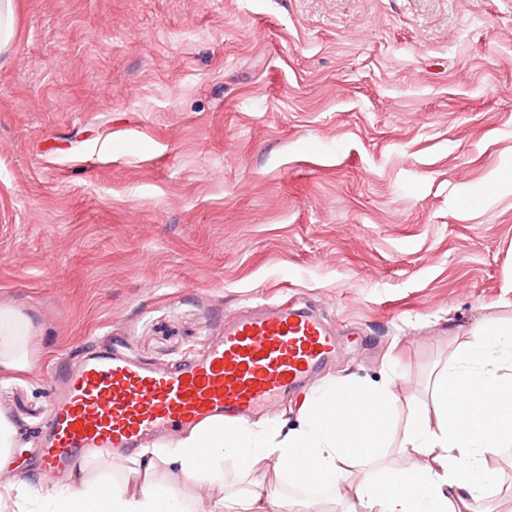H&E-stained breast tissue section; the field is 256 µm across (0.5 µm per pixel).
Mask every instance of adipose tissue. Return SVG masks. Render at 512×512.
Wrapping results in <instances>:
<instances>
[{"label": "adipose tissue", "instance_id": "obj_1", "mask_svg": "<svg viewBox=\"0 0 512 512\" xmlns=\"http://www.w3.org/2000/svg\"><path fill=\"white\" fill-rule=\"evenodd\" d=\"M29 355L27 323L0 310V374L26 373ZM460 384L457 413L448 393ZM351 400L359 409L348 414L341 404ZM393 438L420 461L399 488L394 472L372 471ZM511 447L512 323L488 320L449 354L427 404L401 403L386 380H328L305 396L296 427L210 417L163 447L141 448L123 482L88 479L81 461L66 484H0V512H256L259 496L244 479L262 461L286 466L290 512H477L495 482L488 459ZM228 458L243 479L230 488Z\"/></svg>", "mask_w": 512, "mask_h": 512}]
</instances>
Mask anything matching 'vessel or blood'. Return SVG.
Listing matches in <instances>:
<instances>
[{"label": "vessel or blood", "mask_w": 512, "mask_h": 512, "mask_svg": "<svg viewBox=\"0 0 512 512\" xmlns=\"http://www.w3.org/2000/svg\"><path fill=\"white\" fill-rule=\"evenodd\" d=\"M336 353V334L299 306L225 319L219 336L162 369L96 349L55 371L58 388L41 431V461L57 479L92 452L134 453L205 418L249 419L274 407Z\"/></svg>", "instance_id": "b4317fda"}]
</instances>
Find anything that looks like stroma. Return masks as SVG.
Masks as SVG:
<instances>
[{"label": "stroma", "mask_w": 512, "mask_h": 512, "mask_svg": "<svg viewBox=\"0 0 512 512\" xmlns=\"http://www.w3.org/2000/svg\"><path fill=\"white\" fill-rule=\"evenodd\" d=\"M0 54V309L32 366L0 411L37 478L51 369L172 365L292 296L338 331L312 379L429 398L512 318V0H14ZM486 505L512 512V447ZM287 512L285 474L248 477Z\"/></svg>", "instance_id": "stroma-1"}]
</instances>
